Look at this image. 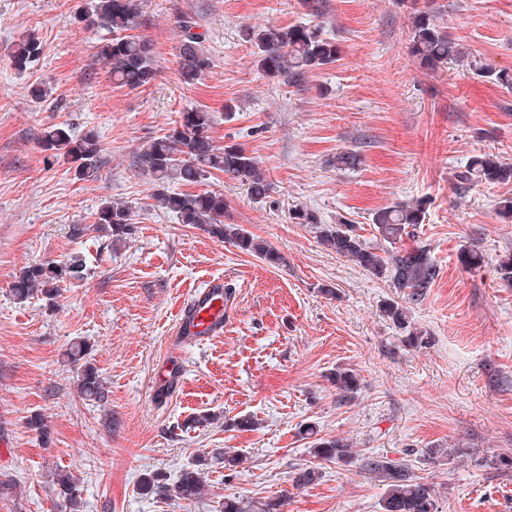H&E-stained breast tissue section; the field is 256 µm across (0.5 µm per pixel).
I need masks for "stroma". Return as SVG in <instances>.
Masks as SVG:
<instances>
[{
    "label": "stroma",
    "instance_id": "stroma-1",
    "mask_svg": "<svg viewBox=\"0 0 512 512\" xmlns=\"http://www.w3.org/2000/svg\"><path fill=\"white\" fill-rule=\"evenodd\" d=\"M87 2L0 0V512H64L60 473L78 479L83 512H222L228 496L279 497L281 512H381L386 485L363 466L371 455L431 483L439 512H512V472L485 461L512 452V287L496 272L512 253V220L496 210L512 184L456 180L476 155L512 163V89L455 61L420 67L401 0H326L320 16L305 0H141L139 33L155 46L157 75L129 90L97 57L110 33L80 21ZM431 9L470 59L512 68V0H433ZM184 14L212 62L192 85L178 64ZM267 25L319 27L341 56L300 86L268 78L243 37ZM26 33L42 53L20 71L10 54ZM33 86L47 89L43 101ZM198 107L214 115L215 143L239 144L272 184L257 202L216 171L200 190L223 193L225 223L274 247L280 265L179 223L154 199L141 153ZM56 124L97 132L92 176L44 149ZM343 151L358 155L355 168H336ZM417 199L427 205L415 241L440 275L410 310L427 332L416 349L380 313L391 288L291 213L346 221L370 241L375 210ZM107 200L132 212L126 245L95 228ZM471 244L486 260L478 273L457 259ZM74 257L85 275L63 282L54 302L13 296L24 267ZM217 277L229 297L223 333L175 336L179 310ZM77 340L107 383L106 401L78 391L67 359ZM171 355L183 374L163 398L152 380ZM341 369L361 381L347 403L333 381ZM37 414L45 432L29 426ZM243 416L253 430L235 428ZM318 436L344 439L351 462L314 458ZM448 443L460 458L425 460L426 448ZM215 448L242 461L211 464L201 499L141 491L144 475L176 483ZM308 466L318 479L296 486Z\"/></svg>",
    "mask_w": 512,
    "mask_h": 512
}]
</instances>
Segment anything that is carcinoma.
Segmentation results:
<instances>
[{
    "label": "carcinoma",
    "instance_id": "carcinoma-1",
    "mask_svg": "<svg viewBox=\"0 0 512 512\" xmlns=\"http://www.w3.org/2000/svg\"><path fill=\"white\" fill-rule=\"evenodd\" d=\"M411 53L418 64L435 69L440 64L464 57L458 43L445 28L439 26L432 11L418 6L412 0ZM87 21L100 25L112 33L99 46L97 57L110 68L112 81L120 88L135 90L151 83L156 76L155 52L151 41L135 34L142 27V12L136 0H90ZM195 21L189 16L180 22V74L187 83L198 80L211 67L210 58L200 48V34L194 32ZM244 37L256 49V65L271 79L289 78L301 83L306 75L336 63L341 47L333 38H326L303 25L288 27H251ZM41 43L32 34L20 37L14 44L11 58L14 66L23 70L39 58ZM483 77L502 85L512 84V72L497 69L489 64L475 67ZM213 115L206 109L195 108L182 113L167 134L155 139L143 151L142 163L155 181L153 198L167 211L173 213L181 224H200L219 238L231 242L241 252L253 255L268 264L277 265L283 257L263 240L254 237L236 224L224 223V194L205 191L198 194L177 192L170 184H196L207 179L214 171L238 178L248 186V193L256 201L267 197L271 183L261 172L256 160L237 144H214L209 136ZM43 145L77 164L83 176L94 173L100 153L98 136L88 131L80 137L71 135L61 125L49 127L44 132ZM461 184H507L512 182V164L501 162L489 155L473 157L465 170L456 174ZM426 202L411 204L398 202L375 211L371 222L380 239L391 249H380L356 233L355 226L346 222L329 224L320 228V243L337 255L345 257L364 269L372 277L388 283L394 296L380 306L383 317L396 327L408 330L404 343L410 347L426 344L424 334L409 329L410 308L426 297L429 288L439 275V268L430 253L420 245L408 246L405 240L415 238L414 228L423 222ZM98 230L106 231L112 241L122 242L131 231L130 210L119 203L106 202L98 211ZM458 262L468 271H476L485 264L483 253L473 245L458 253ZM83 265L70 263L34 264L23 268L12 286L14 296L24 301L34 294H41L51 301L58 293L60 283L81 277ZM88 347L81 341L69 349L71 363L80 370L79 389L83 396L102 402L105 388L97 370L86 361ZM340 398L351 397L360 390V380L350 370L336 372L334 377ZM313 455L322 460L347 463L351 448L339 438H318L312 448ZM459 448H429L425 458L434 464L443 459L453 460ZM371 471L386 482L381 500L382 512H438L437 492L432 484L420 480L405 464H395L381 459L367 462ZM59 494L67 502L70 512H78L81 502L80 488L67 474L57 477ZM141 491L164 495L167 487L160 474L152 473L143 478ZM205 486L200 472L194 468L183 471L175 488L178 497L196 500L204 496ZM279 498L264 502L243 503L235 498L224 499V512H280Z\"/></svg>",
    "mask_w": 512,
    "mask_h": 512
}]
</instances>
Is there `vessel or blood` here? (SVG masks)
Wrapping results in <instances>:
<instances>
[{"label":"vessel or blood","mask_w":512,"mask_h":512,"mask_svg":"<svg viewBox=\"0 0 512 512\" xmlns=\"http://www.w3.org/2000/svg\"><path fill=\"white\" fill-rule=\"evenodd\" d=\"M224 282L209 280L197 289L190 303L182 311L177 333L181 336L216 335L224 331Z\"/></svg>","instance_id":"vessel-or-blood-1"}]
</instances>
